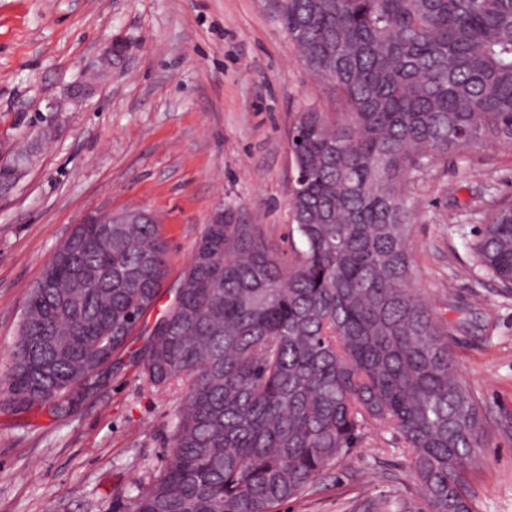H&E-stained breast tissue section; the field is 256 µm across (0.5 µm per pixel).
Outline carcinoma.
<instances>
[{
  "instance_id": "cac0c4a2",
  "label": "carcinoma",
  "mask_w": 512,
  "mask_h": 512,
  "mask_svg": "<svg viewBox=\"0 0 512 512\" xmlns=\"http://www.w3.org/2000/svg\"><path fill=\"white\" fill-rule=\"evenodd\" d=\"M340 111L293 127L288 205L303 244L258 224L205 226L137 354L147 384L184 386L171 461L122 512H277L368 431L408 449L420 512H473L483 406L413 287L411 185L448 155L512 143V0H285L276 11ZM469 248L512 293V200ZM157 224H79L34 288L0 389L67 416L104 346L122 349L167 277ZM100 278L69 300L80 270Z\"/></svg>"
}]
</instances>
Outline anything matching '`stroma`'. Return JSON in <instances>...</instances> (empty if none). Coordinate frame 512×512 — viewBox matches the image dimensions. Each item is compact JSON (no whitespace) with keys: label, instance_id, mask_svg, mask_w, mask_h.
<instances>
[{"label":"stroma","instance_id":"1","mask_svg":"<svg viewBox=\"0 0 512 512\" xmlns=\"http://www.w3.org/2000/svg\"><path fill=\"white\" fill-rule=\"evenodd\" d=\"M116 36L129 51L97 93L48 112ZM313 104L337 109L270 0H0V164L24 138L52 132L0 189V380L32 288L91 211L158 217L169 269L162 310L215 210L260 225L284 257L298 254L288 141ZM411 197L413 284L452 323L449 348L487 411V445L470 473L474 512H512V294L467 245L485 209L512 197V144L449 156ZM154 322L143 320L68 417L0 393V512H114L169 463L183 387L148 389L130 358ZM407 463L396 433L376 429L279 512H417Z\"/></svg>","mask_w":512,"mask_h":512}]
</instances>
